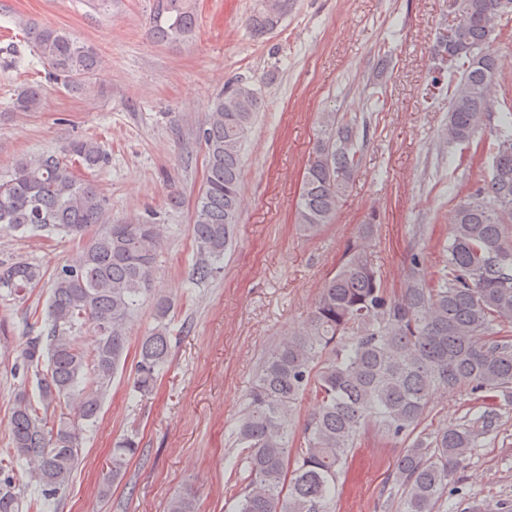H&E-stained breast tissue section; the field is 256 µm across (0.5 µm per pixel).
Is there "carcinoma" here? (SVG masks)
Wrapping results in <instances>:
<instances>
[{
	"label": "carcinoma",
	"mask_w": 512,
	"mask_h": 512,
	"mask_svg": "<svg viewBox=\"0 0 512 512\" xmlns=\"http://www.w3.org/2000/svg\"><path fill=\"white\" fill-rule=\"evenodd\" d=\"M293 0H258L247 26L256 36L280 26ZM461 53L448 83V124L441 137L468 151L469 163L488 160L483 183L456 204L438 282L422 274V251L411 249L396 291L374 262L373 225L346 248L327 275L305 328L277 340L259 364L235 428L247 450L234 482V512H334L356 449L369 433L409 444L378 498L382 512H447L448 481L464 470L482 435L499 431L500 403L512 399V109L498 103L499 60L490 48L512 0H457ZM195 0H152L149 34L157 42L189 39ZM26 38L48 78L73 92H99L103 60L62 28L33 25ZM43 89L17 94L14 112H35ZM262 99L251 84L224 85L198 132L206 165L194 205V256L187 279L207 283L220 273L243 205L245 136ZM368 129L337 112L320 116L319 136L306 160L295 223L309 234L332 223L363 163ZM108 156L91 138L64 152L22 157L0 178V229L45 238L70 237L75 250L55 270L46 300L45 329L20 348L13 372L34 388L14 394L8 447L0 463V512H43L79 464L81 435L96 426L106 392L123 371L127 323L150 300L155 326L139 341L131 394H150L171 355L174 299L156 288L157 257L166 226L154 218L111 224L96 182L78 167L101 170ZM25 260L0 262V299L28 298L44 278ZM89 323L93 344L76 331ZM468 387L473 402L455 423L420 428L434 392ZM304 398L318 408L298 421ZM134 434L112 451V481L139 453ZM23 467L36 493L13 485ZM168 512H196L192 489L173 497Z\"/></svg>",
	"instance_id": "carcinoma-1"
}]
</instances>
